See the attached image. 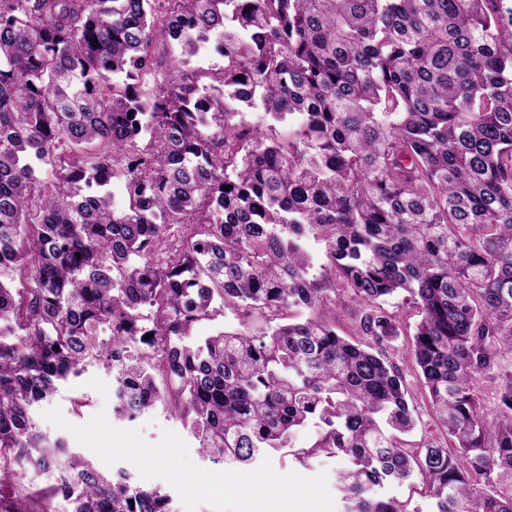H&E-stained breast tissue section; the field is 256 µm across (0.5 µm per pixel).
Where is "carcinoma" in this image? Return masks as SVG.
I'll return each mask as SVG.
<instances>
[{"mask_svg":"<svg viewBox=\"0 0 512 512\" xmlns=\"http://www.w3.org/2000/svg\"><path fill=\"white\" fill-rule=\"evenodd\" d=\"M505 2L0 0V512H172L40 425L97 361L117 418L160 405L212 463L348 459L342 512H411L378 489L414 476L429 512H512ZM213 43L224 66L192 67ZM257 105L287 137L251 134ZM397 293L444 436L421 448ZM227 310L241 328L192 335Z\"/></svg>","mask_w":512,"mask_h":512,"instance_id":"cac0c4a2","label":"carcinoma"}]
</instances>
